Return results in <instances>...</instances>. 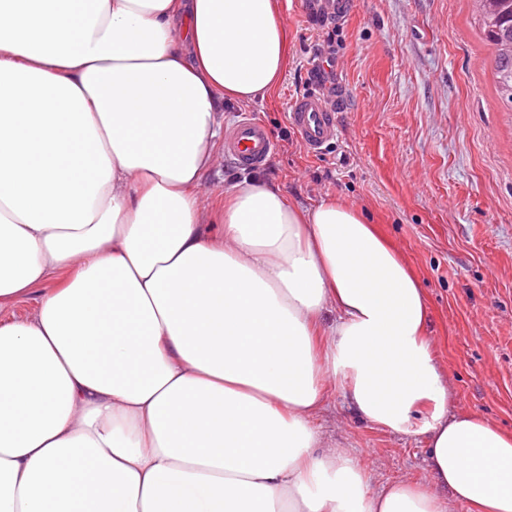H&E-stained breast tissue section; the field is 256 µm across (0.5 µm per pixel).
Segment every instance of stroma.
Returning <instances> with one entry per match:
<instances>
[{
	"label": "stroma",
	"mask_w": 512,
	"mask_h": 512,
	"mask_svg": "<svg viewBox=\"0 0 512 512\" xmlns=\"http://www.w3.org/2000/svg\"><path fill=\"white\" fill-rule=\"evenodd\" d=\"M288 57L269 97L224 108L249 113L276 143L259 173L302 206L334 198L380 225L421 282L432 350L452 413L512 432V111L496 91L493 48L473 0H347L336 17L338 141L310 154L288 122L325 32L310 0H281ZM247 169L216 153L201 190L212 208ZM322 444L355 455L371 488L426 477V440L353 414L342 395Z\"/></svg>",
	"instance_id": "1"
}]
</instances>
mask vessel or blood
<instances>
[{"label":"vessel or blood","mask_w":512,"mask_h":512,"mask_svg":"<svg viewBox=\"0 0 512 512\" xmlns=\"http://www.w3.org/2000/svg\"><path fill=\"white\" fill-rule=\"evenodd\" d=\"M288 122L303 145L313 153L339 138L335 114L320 93H305L293 99L288 107ZM275 151V143L265 125L252 115H243L224 133V156L237 166H266Z\"/></svg>","instance_id":"b4317fda"}]
</instances>
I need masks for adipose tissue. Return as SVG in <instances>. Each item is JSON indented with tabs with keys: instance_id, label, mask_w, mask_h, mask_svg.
<instances>
[{
	"instance_id": "obj_1",
	"label": "adipose tissue",
	"mask_w": 512,
	"mask_h": 512,
	"mask_svg": "<svg viewBox=\"0 0 512 512\" xmlns=\"http://www.w3.org/2000/svg\"><path fill=\"white\" fill-rule=\"evenodd\" d=\"M279 0H0V512H512V434L448 411L420 283L336 199L199 191L272 95ZM57 287H49L51 279ZM422 416L426 480L322 448L331 390ZM43 290V286H39L37 287V289H35L34 294L31 295L29 298L22 300L21 302H19L18 304L11 308L0 310V322L9 319L26 318L33 315L36 310L39 294Z\"/></svg>"
}]
</instances>
